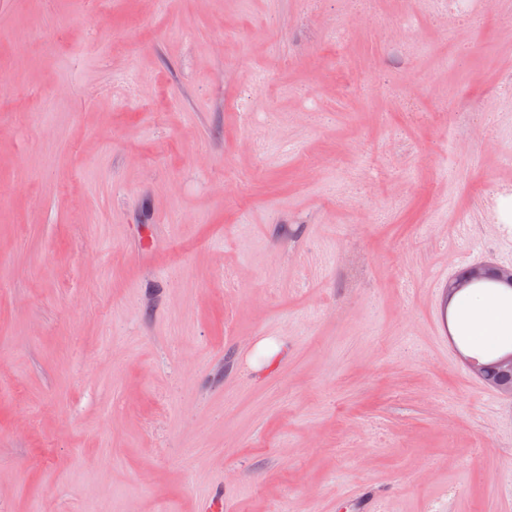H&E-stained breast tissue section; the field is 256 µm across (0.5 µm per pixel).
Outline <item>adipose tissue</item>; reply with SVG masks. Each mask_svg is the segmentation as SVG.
Wrapping results in <instances>:
<instances>
[{"instance_id": "1", "label": "adipose tissue", "mask_w": 512, "mask_h": 512, "mask_svg": "<svg viewBox=\"0 0 512 512\" xmlns=\"http://www.w3.org/2000/svg\"><path fill=\"white\" fill-rule=\"evenodd\" d=\"M451 316L456 335L512 337V291L501 287L465 291L454 300Z\"/></svg>"}]
</instances>
